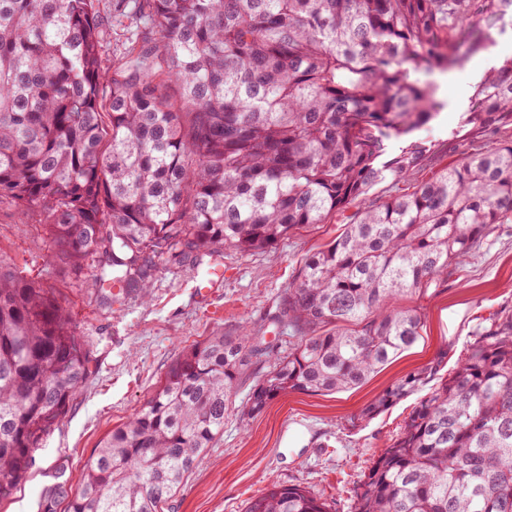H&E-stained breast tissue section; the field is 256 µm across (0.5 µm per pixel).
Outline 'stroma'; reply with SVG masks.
<instances>
[{
	"mask_svg": "<svg viewBox=\"0 0 512 512\" xmlns=\"http://www.w3.org/2000/svg\"><path fill=\"white\" fill-rule=\"evenodd\" d=\"M99 8L109 20L102 41L108 68L128 46L129 22L114 15L112 0H99ZM510 54L512 34L499 35L490 52L473 56L463 70L434 75L444 107L417 136L438 149L426 158L418 179L505 139L502 131L479 141L450 132L493 58ZM345 222L341 212L263 251L228 250L198 269L159 262L149 295L135 290L109 304L94 284L93 268L74 274L53 256L38 216L20 224L13 202L0 197V262L15 265L70 308L74 330L92 357L91 376L36 450L26 479L0 501V512H36L57 465L79 478L99 442L141 408L184 348L245 326L287 354L289 331L272 320L288 283L305 258L331 242ZM396 304L420 312L424 327L418 343L352 389L291 392L255 416L247 413L248 386H239L223 435L201 455L163 512H245L248 501L276 484L302 485L334 502L336 512H353L358 485L414 407L466 356L477 330L512 309V224L497 225L447 277L400 296ZM429 367L435 374L417 391L361 419L362 409L388 386Z\"/></svg>",
	"mask_w": 512,
	"mask_h": 512,
	"instance_id": "35a3bbf8",
	"label": "stroma"
}]
</instances>
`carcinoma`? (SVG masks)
Here are the masks:
<instances>
[{
	"label": "carcinoma",
	"instance_id": "cac0c4a2",
	"mask_svg": "<svg viewBox=\"0 0 512 512\" xmlns=\"http://www.w3.org/2000/svg\"><path fill=\"white\" fill-rule=\"evenodd\" d=\"M129 49L107 69L98 0H0V196L41 210L56 254L96 284L148 296L157 261L253 254L356 206L299 267L265 337L210 336L110 432L77 485L60 465L38 512H162L224 433L247 370L268 365L248 413L288 392L364 382L422 337L402 293L448 277L512 223V138L412 189L364 204L422 168L413 138L444 107L420 78L453 71L512 29V0H114ZM512 129V55L475 87L456 136ZM91 352L53 292L0 265V499L35 463L90 375ZM385 389L368 420L416 391ZM246 512H332L299 484ZM354 512H512V313L477 333L373 463Z\"/></svg>",
	"mask_w": 512,
	"mask_h": 512
}]
</instances>
